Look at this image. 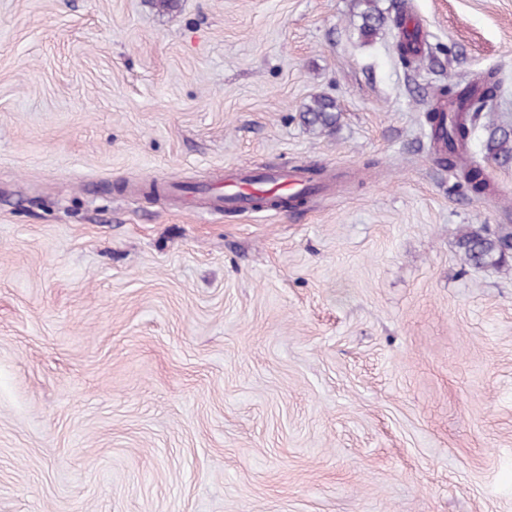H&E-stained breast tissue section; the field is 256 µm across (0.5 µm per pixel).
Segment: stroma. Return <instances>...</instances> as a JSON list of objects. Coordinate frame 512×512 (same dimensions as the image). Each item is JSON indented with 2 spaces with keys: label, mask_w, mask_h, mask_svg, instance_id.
Segmentation results:
<instances>
[{
  "label": "stroma",
  "mask_w": 512,
  "mask_h": 512,
  "mask_svg": "<svg viewBox=\"0 0 512 512\" xmlns=\"http://www.w3.org/2000/svg\"><path fill=\"white\" fill-rule=\"evenodd\" d=\"M490 70L512 121V0H0V512H512V266L455 248L512 164L423 123ZM228 165L313 189L215 209ZM397 29H401L402 39L399 42V51L404 59L413 58V64L419 61L423 56V50L416 38V32H410L406 27H400L399 22H395ZM302 120L309 127L332 129L337 123L336 103L328 97L314 98L304 106Z\"/></svg>",
  "instance_id": "stroma-1"
}]
</instances>
